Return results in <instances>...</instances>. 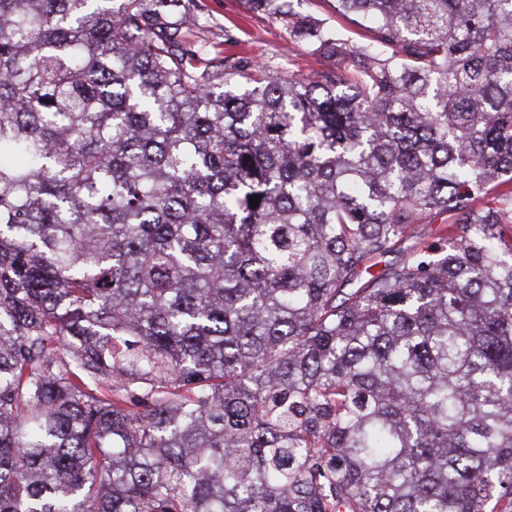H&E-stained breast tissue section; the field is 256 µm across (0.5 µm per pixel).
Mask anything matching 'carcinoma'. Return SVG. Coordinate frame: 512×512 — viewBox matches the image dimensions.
<instances>
[{"label": "carcinoma", "mask_w": 512, "mask_h": 512, "mask_svg": "<svg viewBox=\"0 0 512 512\" xmlns=\"http://www.w3.org/2000/svg\"><path fill=\"white\" fill-rule=\"evenodd\" d=\"M179 2L0 0V512H512V0ZM202 23L193 34L224 51L229 61L238 58L267 66L270 75L283 71L310 77L319 71L336 72V60L315 55L301 43H292L282 21L249 9L247 0H182ZM291 2L296 11L303 14H312L324 20L327 26L339 29L345 35V38L351 39L353 43L362 40L364 31L355 23V17L343 18L337 16L334 0H301V2L292 0Z\"/></svg>", "instance_id": "carcinoma-1"}]
</instances>
